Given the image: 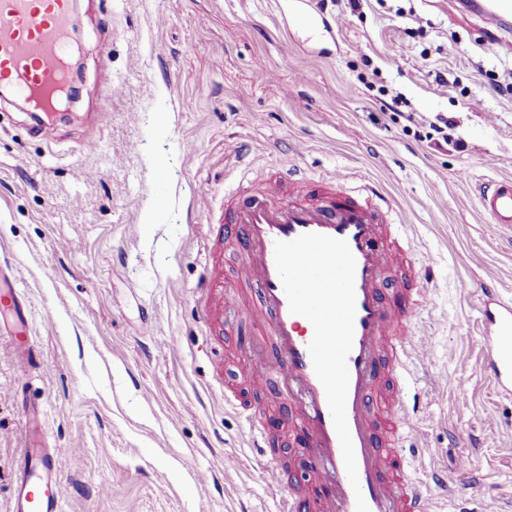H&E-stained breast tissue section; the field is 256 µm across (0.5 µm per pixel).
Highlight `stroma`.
Returning <instances> with one entry per match:
<instances>
[{"label":"stroma","mask_w":512,"mask_h":512,"mask_svg":"<svg viewBox=\"0 0 512 512\" xmlns=\"http://www.w3.org/2000/svg\"><path fill=\"white\" fill-rule=\"evenodd\" d=\"M288 2L79 0L71 112L35 135L0 101V262L17 268L47 360L24 382L0 335V512L34 410L71 451L63 512H277L231 394L273 439L286 491L306 494L309 439L249 311L246 244L224 233L225 193L288 169L354 191L374 183L392 201L407 258L387 294L411 283L431 298L425 326L409 329L429 359L406 373L423 421L404 436L430 454L407 456L406 474L435 512H512V397L482 369L478 310L486 281L512 301V228L490 223L476 193L512 176V52L436 0H361L356 12L326 0L334 39L283 26ZM384 88L397 111H380ZM441 117L446 143L415 139ZM91 136L96 151L81 152ZM213 270L224 288L204 303L197 286Z\"/></svg>","instance_id":"35a3bbf8"}]
</instances>
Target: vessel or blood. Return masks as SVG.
Listing matches in <instances>:
<instances>
[{"label": "vessel or blood", "instance_id": "1", "mask_svg": "<svg viewBox=\"0 0 512 512\" xmlns=\"http://www.w3.org/2000/svg\"><path fill=\"white\" fill-rule=\"evenodd\" d=\"M482 34L494 45L512 51L502 36L512 20V0H473ZM293 22L332 31L331 21L314 0H292ZM72 0H0V82L23 100L49 107L58 103L67 82V54L72 27ZM479 204L492 223L512 226V177L483 187ZM230 224L244 237L248 249L242 260L248 280L259 290V316L275 340L270 368L284 382L297 386L291 398L293 421L311 439L319 470L331 477L314 501L316 512H356V495H363L369 512H433L431 500L406 475L404 448L379 428L417 430L422 421L419 401L409 400L401 379L403 359L424 360L425 346L407 349L398 338L402 323L415 322L425 305L418 288L405 290L401 304L386 299L380 288L392 262L402 253L399 227L389 220L390 205L379 189L365 185L358 194L345 191L343 179L302 184L282 173L266 180L244 198L226 197ZM306 233L345 240L355 258L354 339L347 357L349 384L346 417L354 446L358 485H351L340 441L323 385L316 376L308 345L311 322L289 310L279 277L274 248ZM483 368L497 393L512 396V303L504 301L495 282L484 283L479 297ZM10 336L15 361L24 371L41 373L46 363L30 333L22 292L0 279V334ZM388 356L392 384L377 371L380 354ZM252 445L264 460L269 495L279 512H293L294 501L283 487L280 469L267 450L264 430L251 425ZM67 449L43 442L19 459L11 512H62L60 477Z\"/></svg>", "mask_w": 512, "mask_h": 512}]
</instances>
